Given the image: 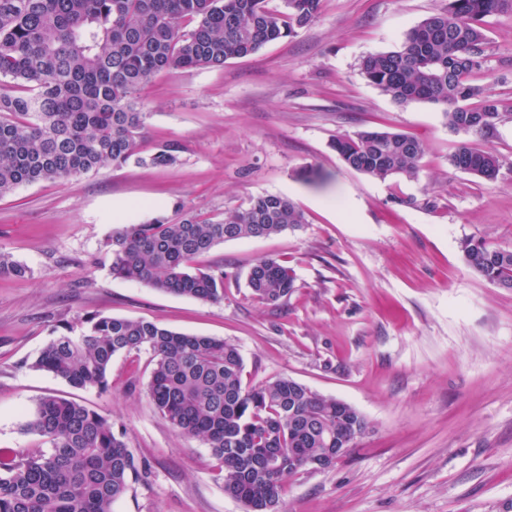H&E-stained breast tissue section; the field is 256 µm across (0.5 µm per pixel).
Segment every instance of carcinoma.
I'll list each match as a JSON object with an SVG mask.
<instances>
[{"label":"carcinoma","instance_id":"cac0c4a2","mask_svg":"<svg viewBox=\"0 0 512 512\" xmlns=\"http://www.w3.org/2000/svg\"><path fill=\"white\" fill-rule=\"evenodd\" d=\"M322 0H0V197L43 181L67 185L129 162L170 166L180 146L141 155L148 113L140 91L169 69H215L292 37L314 22ZM512 12V0H446L405 36L398 49L370 53L360 70L398 104L443 107L448 127L467 136L448 156L463 173L493 181L499 156L468 137L488 140L507 102L478 83L486 75L487 18ZM343 165L369 177L415 178L425 148L403 132L372 129L338 135ZM288 198L253 196L243 207L204 217L184 212L120 224L104 242L112 277L201 302L224 300V268L198 260L233 240L302 227ZM466 265L512 288V249L484 238L462 242ZM25 265L0 251V277L24 278ZM247 285L278 307L295 288L285 262L262 258ZM21 366L50 373L76 389L110 388L112 358L146 350L147 391L157 412L183 437L210 448L224 493L246 512H273L292 464L326 448L352 447L367 427L353 406L287 377L243 383L239 349L222 339L186 334L99 311L77 314ZM25 429L47 448L0 453V512H113L147 474L112 420L61 396L39 399Z\"/></svg>","mask_w":512,"mask_h":512}]
</instances>
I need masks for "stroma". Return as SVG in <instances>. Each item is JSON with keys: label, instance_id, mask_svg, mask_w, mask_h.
<instances>
[{"label": "stroma", "instance_id": "stroma-1", "mask_svg": "<svg viewBox=\"0 0 512 512\" xmlns=\"http://www.w3.org/2000/svg\"><path fill=\"white\" fill-rule=\"evenodd\" d=\"M442 2L323 0L315 22L252 56L160 72L140 93L141 152L173 141L177 164L108 167L0 198V250L31 270L0 277V449L37 447L24 420L41 397H70L111 417L147 464L113 512H245L209 448L155 411L149 352L116 355L105 393L22 367L54 325L100 311L233 343L246 385L286 376L364 416L365 433L335 467L288 479L285 512H512V289L473 272L461 251L468 237L512 248V119L487 143L501 161L487 181L449 165L461 136L442 107L397 104L360 70ZM487 36L486 81L512 101V13L489 18ZM371 129L423 142L417 179L343 166L331 141ZM307 167L316 180L301 177ZM261 194L288 197L306 222L202 257L224 267L222 302L109 273L103 243L117 220L210 216ZM262 258L294 271L280 307L246 286Z\"/></svg>", "mask_w": 512, "mask_h": 512}]
</instances>
